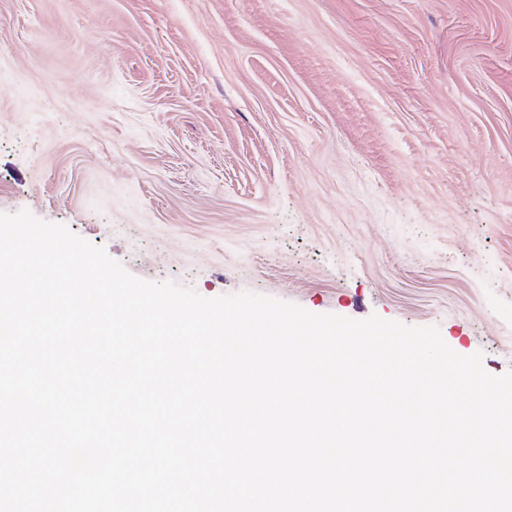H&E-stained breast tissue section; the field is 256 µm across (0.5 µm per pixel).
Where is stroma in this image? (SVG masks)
<instances>
[{
	"instance_id": "35a3bbf8",
	"label": "stroma",
	"mask_w": 512,
	"mask_h": 512,
	"mask_svg": "<svg viewBox=\"0 0 512 512\" xmlns=\"http://www.w3.org/2000/svg\"><path fill=\"white\" fill-rule=\"evenodd\" d=\"M206 298L512 371V0H0V213Z\"/></svg>"
}]
</instances>
